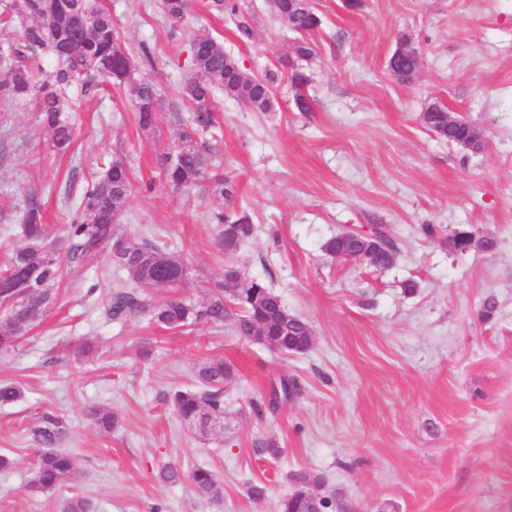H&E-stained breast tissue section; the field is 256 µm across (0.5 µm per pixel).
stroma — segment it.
<instances>
[{
	"label": "stroma",
	"mask_w": 512,
	"mask_h": 512,
	"mask_svg": "<svg viewBox=\"0 0 512 512\" xmlns=\"http://www.w3.org/2000/svg\"><path fill=\"white\" fill-rule=\"evenodd\" d=\"M102 2L132 57L144 44L153 53L154 67H137L135 77L159 89L156 126L139 128L128 84L97 94L71 88L63 148L40 126L34 101L0 102V260L22 242L28 195L40 197L49 223H63L102 164L119 156L135 174L121 231L164 242L190 267L184 288L155 289L157 299L204 301L232 265L306 320L313 345L281 355L227 324L176 333L108 320L102 302L124 279L99 251L66 276L42 324L0 353V381L22 390L0 406V452L15 461L0 471V512H61L78 495L92 512H278L300 471L321 477L320 494L354 512H512V0H364L354 13L343 0H313L324 23L302 65L316 99L307 114L286 67L296 35L264 0H237L253 13L247 36L198 6L174 26L159 0ZM199 33L275 81L266 112L216 98L222 195L204 181L175 191L160 177L189 77L175 52ZM403 36L420 56L406 81L388 67ZM432 105L475 125L483 149L429 132L421 115ZM218 210L248 212L255 228L229 256L208 221ZM377 224L396 243L387 269L322 249L336 234ZM460 230L494 239L495 250L457 251ZM489 296L497 307L486 318ZM82 342L95 351L78 360ZM206 357L235 369L218 438L188 427L164 401L171 389L195 386ZM287 376L299 394L255 413L254 402ZM91 406L110 409L118 428L96 429L85 415ZM45 411L67 420L65 446L78 459L52 492L31 484L25 430ZM198 465L218 475L215 497L162 477L165 467L185 474ZM254 483L266 486L265 499L249 498Z\"/></svg>",
	"instance_id": "stroma-1"
}]
</instances>
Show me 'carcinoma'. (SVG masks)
Wrapping results in <instances>:
<instances>
[{"instance_id":"cac0c4a2","label":"carcinoma","mask_w":512,"mask_h":512,"mask_svg":"<svg viewBox=\"0 0 512 512\" xmlns=\"http://www.w3.org/2000/svg\"><path fill=\"white\" fill-rule=\"evenodd\" d=\"M91 17L84 27L73 26V20L55 12L54 0H3L0 3V24L19 25L17 38L0 51V97L9 99L33 98L40 112V122L53 130L55 143L66 145L71 138V125L63 118L65 92L76 86L82 89L102 84L120 86L133 80L136 70L133 59L112 21V14L97 0H86ZM163 13L175 25L184 22L190 12L189 0H161ZM209 8L227 13L238 31L250 34L248 13L238 12L233 0H210ZM273 17L289 23L296 17L305 20L306 32L317 30L322 19L311 0H281ZM50 55L56 67L50 79L43 80L41 60ZM193 76L185 83L183 97L191 115L180 123L178 145L174 154L165 157L161 176L175 190H187L203 180L209 181L215 192L224 194V175L213 168L212 155L200 143L214 125L213 106L216 91L234 98L255 112H265L273 103V80L270 76L251 75L238 59L224 50V42L202 33L190 44ZM290 82L296 89L295 105L300 112L313 110L314 99L304 91L308 77L294 64ZM136 99L143 102L137 108L136 121L142 129H152L161 105L157 87L150 81L134 86ZM425 128L454 145L468 140L472 150L482 147L480 131L471 122L449 119L442 107H430L421 114ZM132 188V174L126 161L116 158L81 193L77 208L69 222L55 227L44 222L40 198L32 194L22 218L23 245L15 248L0 270V281H9L16 270L27 266L35 276L21 289L27 300L31 322L21 325L8 312L0 314V353L13 349L19 340L35 327L56 300L57 291L67 268L81 264L84 259L106 248L115 253L113 263L126 274L131 288H118L108 299L105 313L112 319L124 317L147 318L154 325L178 330L196 324L228 322L237 335L270 351L304 353L312 346V329L307 321L288 312L279 295L262 280L252 279L240 284L239 271L229 266L224 280L215 284L208 299L196 304L181 298L157 300L150 289L166 283L176 288L177 275L185 268L183 262L166 251L163 243L135 238L120 232L126 205ZM216 226L224 252L232 254L253 237L254 225L245 211L209 216ZM49 247L55 254L47 259L31 248L33 244ZM326 254L342 258L366 253L374 264H386L395 252L394 241L385 233L368 239L357 232L347 231L326 240ZM234 372L231 364L220 357L202 361L195 372L198 385L193 389H175L165 395L173 413L184 423L195 425L208 435L205 419L224 415V381ZM300 387L293 378H282L272 388L268 407L279 399L298 394ZM21 389L8 382L0 384V405L18 401ZM92 423L110 432L117 426L115 416L103 407L89 411ZM27 431L36 443V459L31 484L51 492L69 481L77 469L78 459L62 447L69 435L67 422L45 412L32 419ZM187 479L197 493L213 494L218 485L216 473L207 467H197ZM281 512H311L308 501L290 494L280 501Z\"/></svg>"}]
</instances>
